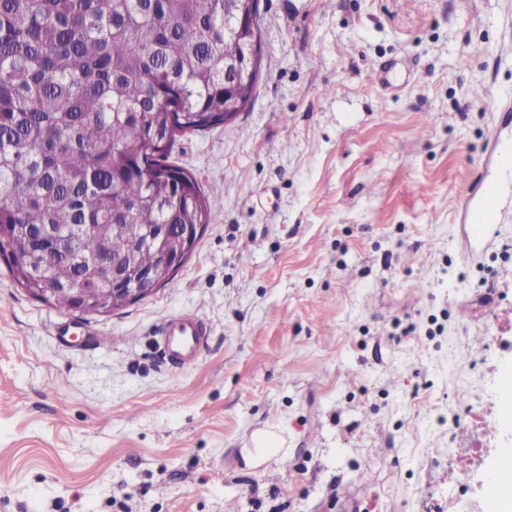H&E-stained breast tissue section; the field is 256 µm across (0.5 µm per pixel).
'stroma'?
I'll list each match as a JSON object with an SVG mask.
<instances>
[{"label": "stroma", "mask_w": 512, "mask_h": 512, "mask_svg": "<svg viewBox=\"0 0 512 512\" xmlns=\"http://www.w3.org/2000/svg\"><path fill=\"white\" fill-rule=\"evenodd\" d=\"M260 24L248 108L172 151L220 221L171 284L82 317L0 263V512H456L466 482L493 512L512 216L464 259L462 197L498 176L512 0H261ZM179 314L209 336L174 370ZM160 335L163 336V352L169 366L178 367L195 360L208 330L195 316L183 314L163 320Z\"/></svg>", "instance_id": "35a3bbf8"}]
</instances>
